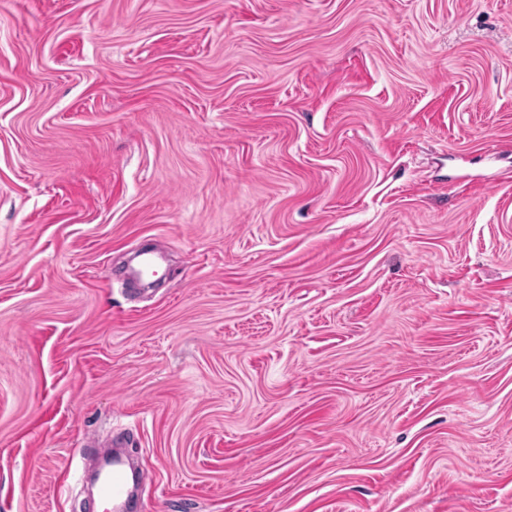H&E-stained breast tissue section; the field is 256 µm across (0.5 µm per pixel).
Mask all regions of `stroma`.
I'll list each match as a JSON object with an SVG mask.
<instances>
[{"label": "stroma", "instance_id": "35a3bbf8", "mask_svg": "<svg viewBox=\"0 0 512 512\" xmlns=\"http://www.w3.org/2000/svg\"><path fill=\"white\" fill-rule=\"evenodd\" d=\"M116 435L133 512H512V0H0V512Z\"/></svg>", "mask_w": 512, "mask_h": 512}]
</instances>
